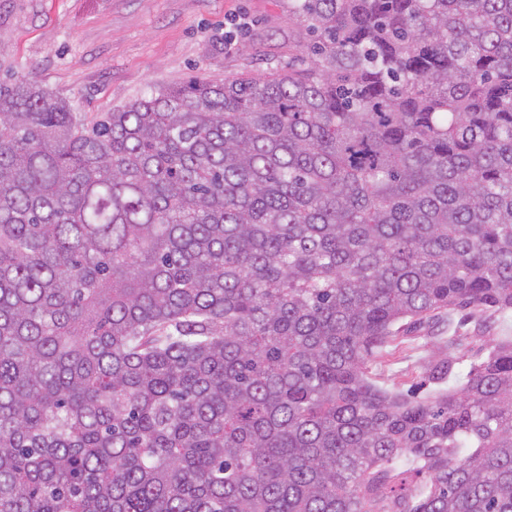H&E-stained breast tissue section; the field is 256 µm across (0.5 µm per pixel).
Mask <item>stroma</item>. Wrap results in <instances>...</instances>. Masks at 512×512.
I'll use <instances>...</instances> for the list:
<instances>
[{
  "label": "stroma",
  "mask_w": 512,
  "mask_h": 512,
  "mask_svg": "<svg viewBox=\"0 0 512 512\" xmlns=\"http://www.w3.org/2000/svg\"><path fill=\"white\" fill-rule=\"evenodd\" d=\"M295 32L288 0H0V84L36 81L88 122L163 85L287 65ZM452 326L475 347L512 337V315L459 308L399 335L372 375L402 392L427 383Z\"/></svg>",
  "instance_id": "obj_1"
}]
</instances>
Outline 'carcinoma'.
<instances>
[{"instance_id":"1","label":"carcinoma","mask_w":512,"mask_h":512,"mask_svg":"<svg viewBox=\"0 0 512 512\" xmlns=\"http://www.w3.org/2000/svg\"><path fill=\"white\" fill-rule=\"evenodd\" d=\"M288 69L87 123L0 85V512H512V0H288ZM469 311L457 308L453 312L457 335L448 332L447 314L416 324L408 333L400 334L369 371L384 385L404 393L425 384L417 391L419 396H424L430 369L447 352L448 336H467V342H471L469 347L475 349L492 338H512V313L508 317L495 316L480 321L472 319Z\"/></svg>"}]
</instances>
